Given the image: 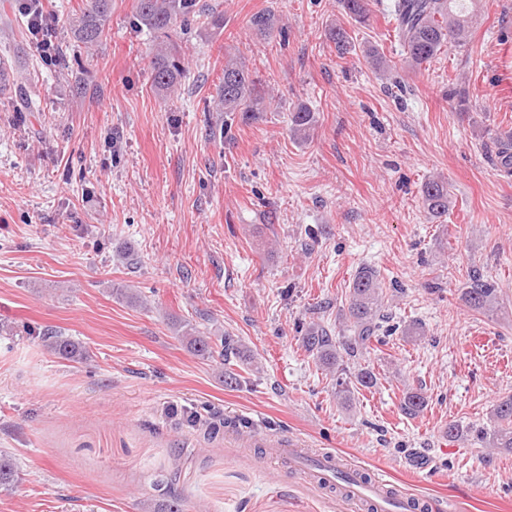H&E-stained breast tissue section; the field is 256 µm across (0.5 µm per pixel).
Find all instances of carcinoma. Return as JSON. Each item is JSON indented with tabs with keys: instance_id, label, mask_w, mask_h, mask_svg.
Instances as JSON below:
<instances>
[{
	"instance_id": "carcinoma-1",
	"label": "carcinoma",
	"mask_w": 512,
	"mask_h": 512,
	"mask_svg": "<svg viewBox=\"0 0 512 512\" xmlns=\"http://www.w3.org/2000/svg\"><path fill=\"white\" fill-rule=\"evenodd\" d=\"M474 0H394L391 13L395 37L402 47L405 63L418 67L429 63L448 47L466 45L469 27V12L466 2ZM343 11L352 20L365 23L369 20V0H338ZM111 7V0H91V8L75 18L74 37L87 47L99 42ZM201 19L214 28L224 27V15L211 11L203 14L197 0H136L134 27L151 31L160 38L152 60L154 85L162 90L173 89L181 80L185 67L181 51L171 41L169 33L176 27H186ZM255 34L267 38L278 28L276 15L257 12L248 20ZM328 40L338 52L347 49L348 36L340 25L329 28ZM217 111L232 115H250L265 110V97L257 87V80L246 63L238 58L224 61V69L217 85ZM15 105L21 111H34L39 107L32 98L25 82L16 83ZM289 131L299 140L310 137L315 126L314 113L306 106H298L289 113ZM497 143V165L512 174V132L499 134ZM450 194L448 182L433 177L421 187L424 208L434 218L448 213ZM461 300L474 311H485L498 300V288L490 281L474 273L470 285L461 293ZM382 282L376 269L361 267L355 274L349 289L345 323L352 332L350 343H343L332 336L331 330L311 323L305 326L302 343L306 350L315 355L322 368L338 371L341 353L353 356L358 348L367 347L377 339L380 321L384 318ZM194 350L202 356H213L208 338L193 331L182 334ZM41 342L53 356L76 363L89 358V351L71 337L57 330L43 332ZM427 397L421 391L405 394L400 404L401 411L410 417L423 413ZM493 417L497 427L478 435L492 448L512 449V395L501 399L494 406ZM18 481V471L11 454L0 451V492L12 490Z\"/></svg>"
}]
</instances>
